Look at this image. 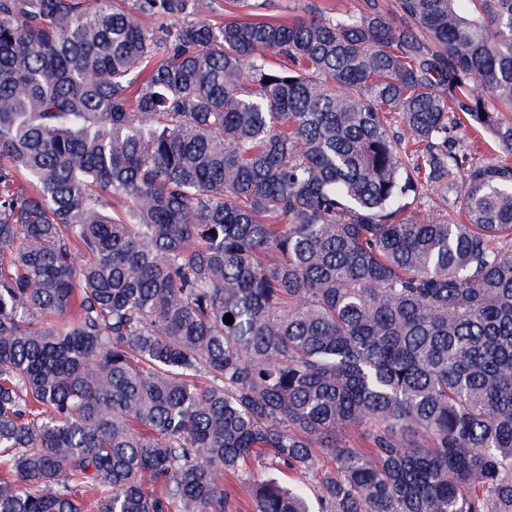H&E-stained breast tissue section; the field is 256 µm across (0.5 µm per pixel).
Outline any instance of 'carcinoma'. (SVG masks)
Masks as SVG:
<instances>
[{"label": "carcinoma", "mask_w": 512, "mask_h": 512, "mask_svg": "<svg viewBox=\"0 0 512 512\" xmlns=\"http://www.w3.org/2000/svg\"><path fill=\"white\" fill-rule=\"evenodd\" d=\"M468 2L0 0V512H512V0ZM308 1H315L324 11L336 14L355 12L361 0H267L268 8L265 6L254 11L267 15L259 18L285 22L294 16L303 15L304 4Z\"/></svg>", "instance_id": "obj_1"}]
</instances>
